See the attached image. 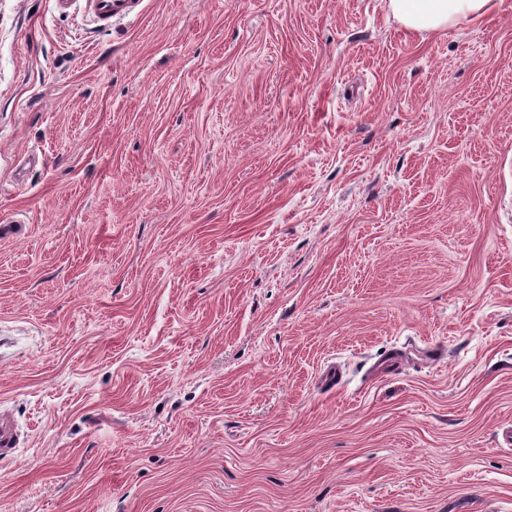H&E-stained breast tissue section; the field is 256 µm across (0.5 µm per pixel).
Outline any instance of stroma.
I'll return each mask as SVG.
<instances>
[{
  "instance_id": "35a3bbf8",
  "label": "stroma",
  "mask_w": 512,
  "mask_h": 512,
  "mask_svg": "<svg viewBox=\"0 0 512 512\" xmlns=\"http://www.w3.org/2000/svg\"><path fill=\"white\" fill-rule=\"evenodd\" d=\"M0 512H512V0H0ZM88 12L101 26L112 23V17L125 10L134 0H84ZM495 6V0H390L394 18L407 30H447L462 19L478 20ZM19 445V433L14 421L5 412H0V455L8 456Z\"/></svg>"
}]
</instances>
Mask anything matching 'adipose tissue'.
<instances>
[{"mask_svg":"<svg viewBox=\"0 0 512 512\" xmlns=\"http://www.w3.org/2000/svg\"><path fill=\"white\" fill-rule=\"evenodd\" d=\"M494 5L495 0H390L394 18L416 32L440 31L463 19H481Z\"/></svg>","mask_w":512,"mask_h":512,"instance_id":"obj_1","label":"adipose tissue"}]
</instances>
